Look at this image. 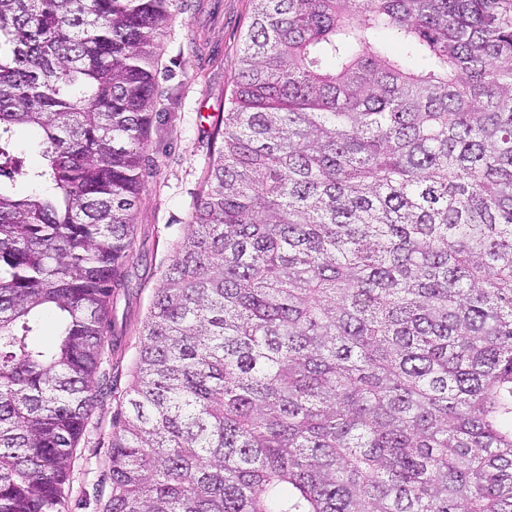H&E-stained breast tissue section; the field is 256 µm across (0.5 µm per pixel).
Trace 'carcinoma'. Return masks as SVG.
<instances>
[{"mask_svg": "<svg viewBox=\"0 0 512 512\" xmlns=\"http://www.w3.org/2000/svg\"><path fill=\"white\" fill-rule=\"evenodd\" d=\"M178 2L0 0V512H65L122 363ZM248 2L101 512H512V0ZM15 152L23 160L24 169L31 170L42 166L43 159L36 148L35 135L24 127L15 130Z\"/></svg>", "mask_w": 512, "mask_h": 512, "instance_id": "carcinoma-1", "label": "carcinoma"}]
</instances>
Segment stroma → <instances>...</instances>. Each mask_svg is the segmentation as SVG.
I'll list each match as a JSON object with an SVG mask.
<instances>
[{
  "label": "stroma",
  "mask_w": 512,
  "mask_h": 512,
  "mask_svg": "<svg viewBox=\"0 0 512 512\" xmlns=\"http://www.w3.org/2000/svg\"><path fill=\"white\" fill-rule=\"evenodd\" d=\"M249 14L248 0H187L163 38L155 117L144 153L150 174L134 211L127 286L112 305V327L124 358L113 394L100 399L77 449L66 512H99L109 493L105 460L115 396L129 384L153 290L187 230L204 169L213 158L208 134L231 106L236 51Z\"/></svg>",
  "instance_id": "stroma-1"
}]
</instances>
